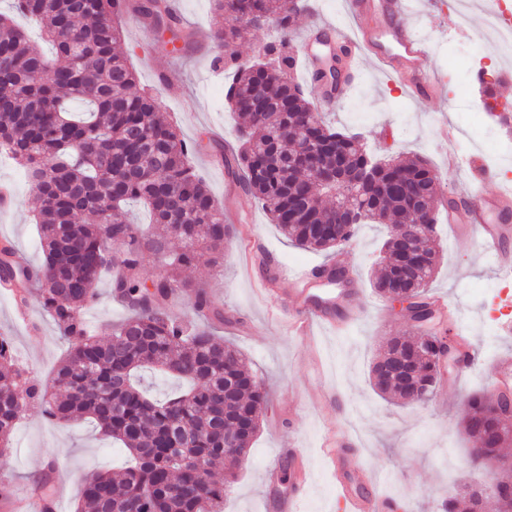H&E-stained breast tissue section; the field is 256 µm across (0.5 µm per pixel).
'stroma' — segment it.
I'll use <instances>...</instances> for the list:
<instances>
[{
  "label": "stroma",
  "instance_id": "35a3bbf8",
  "mask_svg": "<svg viewBox=\"0 0 512 512\" xmlns=\"http://www.w3.org/2000/svg\"><path fill=\"white\" fill-rule=\"evenodd\" d=\"M307 2V12L297 15L289 33H282L272 22L238 41L234 51L239 62L254 60L271 43L285 44L287 51L296 52L303 33L317 25L354 28L343 0ZM447 10L448 0H412L408 15L431 38L427 64L442 79L432 97H408L399 82L377 74L369 61H358L353 54L348 64L361 66L355 88L331 107L323 88L307 78L302 64H295L294 72L313 104L326 108L336 127L359 133L377 156L426 160L439 177L440 197L456 198L466 191L468 177L465 169H449V154L463 159L475 152H491L500 144L471 76L481 69L494 76L504 63L493 57V35L483 20L471 19L465 28L446 27L441 15ZM120 30V48L137 78V92L154 97L185 140L201 142V151L190 157L192 166L218 205L232 203L241 214L233 222L237 237L223 250L204 252L198 264L181 273L183 280L204 288L213 306L223 313L215 336L241 351L246 368L268 392L260 430L249 451L236 463L223 460L214 467L219 474L230 467L237 474L224 497V512H264L268 495L264 471L276 461L278 449L289 446L303 449L311 468L302 512H342L321 458V445L334 432L353 439L345 450V461L356 479L363 483L375 480L376 491L395 500L399 512H441L442 503L451 499L464 504L468 487L482 491V512H497L491 490L496 465L471 463L472 444L461 431L460 415L470 394L493 385V360L512 354V337L498 333L500 322L512 319V280L494 279L475 241L454 239L446 224H437L440 260L430 290L461 305L468 328L467 347L477 352L479 361L466 373L449 372L447 385L436 387L424 405L383 401L369 384L370 368L388 338L410 329L405 313L377 295L372 286L387 225H361L350 243L325 255L291 245L245 192L227 200L225 192L232 180L216 166L236 145L234 129L239 119L223 99L231 78L228 68L217 62L220 50L216 43L208 42L198 52L174 48L148 21L131 12L121 16ZM164 72L177 75L176 87L160 85ZM444 124L459 132L449 145L439 136ZM1 183L11 186L14 203L0 208V239L10 240L27 253L32 265H40L44 256L30 205L36 185L6 158L0 160ZM256 235L288 267L329 260L344 266L361 289L346 311L353 320L348 332H316L303 339L286 333L257 290L262 267L247 266L240 254L241 242ZM14 305L13 296L0 292V336L10 342L31 379L50 387L68 342L38 301L30 303L32 323L28 326L15 321ZM127 315L125 308L113 305L105 281L98 285L97 299L83 309L87 326L102 340ZM319 387L332 390L334 399L310 403V391ZM51 463L58 466L55 491L61 496L62 512H75L80 475L89 470L118 472L123 456L92 419L58 422L49 419L40 406H29L9 449L0 453V481L8 483L15 495H24Z\"/></svg>",
  "mask_w": 512,
  "mask_h": 512
}]
</instances>
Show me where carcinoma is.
<instances>
[{
  "label": "carcinoma",
  "instance_id": "obj_1",
  "mask_svg": "<svg viewBox=\"0 0 512 512\" xmlns=\"http://www.w3.org/2000/svg\"><path fill=\"white\" fill-rule=\"evenodd\" d=\"M211 6L222 19L213 40L234 68L225 98L249 124L238 149L224 156L228 175L301 247L328 251L351 241L363 224L392 225L383 244V272L373 282L382 296L403 281L398 230L412 221L418 195L426 208L429 246L414 257L426 268L411 294L409 319L417 328L429 324L434 309L427 288L439 261L437 175L421 160H377L357 135L325 119L310 124L312 104L291 74V56L277 46L266 47L267 60L238 62L232 46L244 34L270 17L286 32L300 9L284 0H211ZM12 9L38 24L55 49V64L48 67L29 31L0 12V152L38 180L31 208L44 254L31 280L14 263L12 246L1 248L0 279L38 285L42 308L71 338V347L56 370L51 397L26 376L10 343L0 338V453L27 405L37 401L57 421L94 419L127 452L128 465L118 477L98 471L81 476L77 512H224L229 479L218 480L210 464L225 456L226 427H243L234 452H247L267 394L237 349L215 339L203 323L190 327L172 318L167 307L177 291L192 288L178 279V270L200 261V243L216 250L236 229L224 223L223 210L189 163L195 145L163 117L153 97L133 90L135 74L116 47L120 30L113 17L130 10L156 31L170 33L173 42L189 37L166 0H13ZM289 128L322 145V165L336 163L339 147L348 170L373 169L375 181L350 187L334 206L322 205L320 194L312 192L309 165L284 134ZM133 201L148 206L159 233L145 236L128 222L125 206ZM338 205L353 210L358 221L336 223ZM87 213L98 223L83 222ZM171 238L181 242L176 253L166 249ZM113 241L122 249L119 263L108 249ZM148 253L163 257L169 269L150 288L140 276ZM107 273L114 274L113 293L129 315L101 341L79 315ZM194 296L204 320L211 310L208 295L197 287ZM449 342L428 333L416 340L392 337L384 352H400L414 377L384 383L376 361L373 391L423 403L440 374L437 349ZM145 368L172 374L186 387L152 399L138 377ZM511 414L507 400L479 392L468 398L461 417L462 431L483 448L484 459L499 462L495 478L502 481L512 480V463L500 458V449L512 441Z\"/></svg>",
  "mask_w": 512,
  "mask_h": 512
}]
</instances>
